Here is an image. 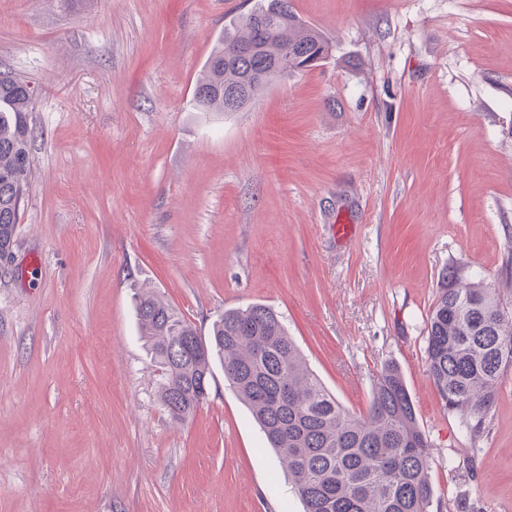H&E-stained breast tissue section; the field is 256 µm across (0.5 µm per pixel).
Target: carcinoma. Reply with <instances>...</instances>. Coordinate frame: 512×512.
<instances>
[{
    "mask_svg": "<svg viewBox=\"0 0 512 512\" xmlns=\"http://www.w3.org/2000/svg\"><path fill=\"white\" fill-rule=\"evenodd\" d=\"M261 26L268 37L259 54L224 62L225 52L252 44ZM328 48L289 0H256L215 40L196 80L193 108L224 111V87L246 80L243 109L275 80L299 72L298 57ZM37 90L0 73V259L12 254L29 187ZM136 315L160 370L157 397L169 416L183 423L196 414L220 362L225 381L288 472L303 512H429V442L396 365L373 376L366 413L352 415L308 367L281 317L263 304L224 311L207 337L153 291L139 294ZM427 328V370L436 391L448 409L466 413L462 427L477 437L499 381L512 368V311H505L496 289L445 268Z\"/></svg>",
    "mask_w": 512,
    "mask_h": 512,
    "instance_id": "cac0c4a2",
    "label": "carcinoma"
}]
</instances>
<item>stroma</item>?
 Wrapping results in <instances>:
<instances>
[{
  "mask_svg": "<svg viewBox=\"0 0 512 512\" xmlns=\"http://www.w3.org/2000/svg\"><path fill=\"white\" fill-rule=\"evenodd\" d=\"M290 5L328 57L218 115L195 81L249 0H0V70L40 89L0 265V512H302L222 367L189 422L160 405L145 288L204 335L270 306L352 412L395 364L430 512H512V370L473 438L426 365L442 268L512 309V0Z\"/></svg>",
  "mask_w": 512,
  "mask_h": 512,
  "instance_id": "obj_1",
  "label": "stroma"
}]
</instances>
